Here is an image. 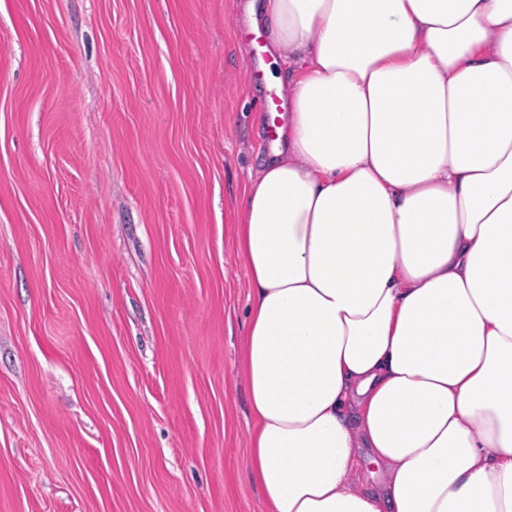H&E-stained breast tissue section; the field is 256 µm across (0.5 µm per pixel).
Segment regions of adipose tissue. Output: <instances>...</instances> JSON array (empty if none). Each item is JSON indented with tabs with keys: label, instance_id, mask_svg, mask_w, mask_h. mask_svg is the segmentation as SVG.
Instances as JSON below:
<instances>
[{
	"label": "adipose tissue",
	"instance_id": "adipose-tissue-1",
	"mask_svg": "<svg viewBox=\"0 0 512 512\" xmlns=\"http://www.w3.org/2000/svg\"><path fill=\"white\" fill-rule=\"evenodd\" d=\"M247 18L288 85L232 229L266 512H512V0Z\"/></svg>",
	"mask_w": 512,
	"mask_h": 512
}]
</instances>
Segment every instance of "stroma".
<instances>
[{
  "label": "stroma",
  "mask_w": 512,
  "mask_h": 512,
  "mask_svg": "<svg viewBox=\"0 0 512 512\" xmlns=\"http://www.w3.org/2000/svg\"><path fill=\"white\" fill-rule=\"evenodd\" d=\"M247 3L0 0V512H265Z\"/></svg>",
  "instance_id": "stroma-1"
}]
</instances>
